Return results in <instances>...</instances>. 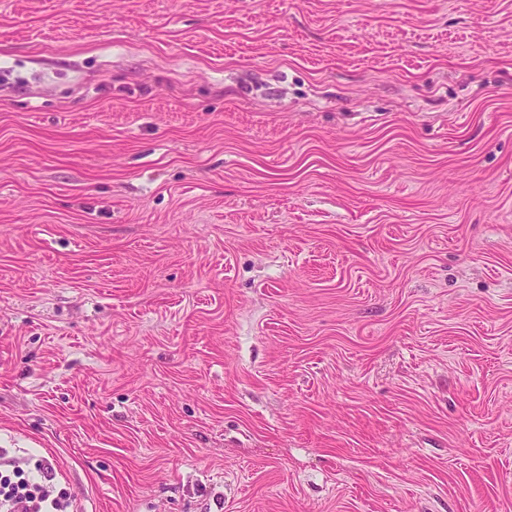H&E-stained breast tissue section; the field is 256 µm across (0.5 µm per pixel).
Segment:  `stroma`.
<instances>
[{"instance_id": "obj_1", "label": "stroma", "mask_w": 512, "mask_h": 512, "mask_svg": "<svg viewBox=\"0 0 512 512\" xmlns=\"http://www.w3.org/2000/svg\"><path fill=\"white\" fill-rule=\"evenodd\" d=\"M0 453L512 512V0H0Z\"/></svg>"}]
</instances>
